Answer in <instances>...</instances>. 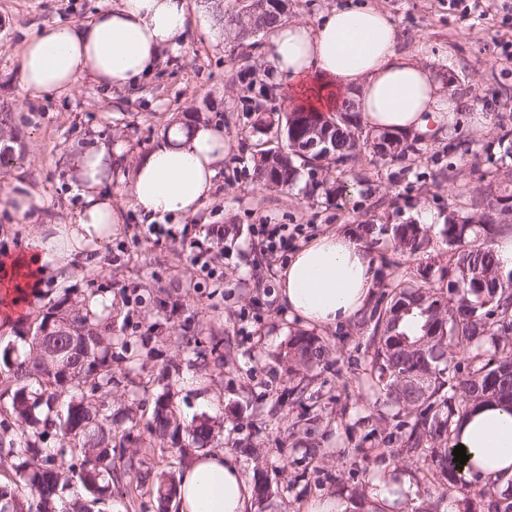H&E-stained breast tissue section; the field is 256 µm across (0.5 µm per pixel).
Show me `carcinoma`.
Listing matches in <instances>:
<instances>
[{"label":"carcinoma","mask_w":512,"mask_h":512,"mask_svg":"<svg viewBox=\"0 0 512 512\" xmlns=\"http://www.w3.org/2000/svg\"><path fill=\"white\" fill-rule=\"evenodd\" d=\"M319 119L317 112H289L283 122L273 115L258 116L259 126L275 128L285 141L282 151H258L254 171L260 184L287 189L302 170L321 166L318 150L293 148L306 126ZM389 135L397 142L389 160L417 151L407 136ZM332 137V159L344 167L355 159L359 145L342 124ZM508 202L512 186L491 181L471 199L467 213L448 212L441 230L450 253L448 266L441 269L448 289L412 286L397 278L382 294L384 307H372L365 320L373 324L369 382L388 404L407 411L410 420L395 424L396 439L405 453L423 459L421 480L438 492L415 512H440L439 502L451 493L462 497L465 512H512V493L467 478L448 446L454 422L470 408L489 402L512 406V270H502L486 240L502 231L488 217ZM361 229L369 244L386 236L413 263L422 260L430 244L429 229L422 224L364 222ZM92 297L78 306L60 300L35 317L33 335L21 337L26 348H0V397L10 396V420L0 421V462L15 458L10 479L0 483V512H101L112 498V484L122 476L139 486L149 483L151 470H141L144 462L125 456L133 443L132 428L116 423L105 408L116 382L114 364H126L128 372L136 365L131 339L115 334L102 311L90 309ZM47 327L55 336L52 352L37 339ZM468 348L466 367L451 365L452 355ZM325 353L319 338L302 333L288 341L284 356L291 371L313 372ZM57 358L66 361L67 375L55 370ZM145 432L138 441L184 459L205 449L213 425L208 418L182 420L175 392L165 384L153 393ZM74 482L84 496L68 500L64 490ZM177 489L172 475L152 483L160 512H167Z\"/></svg>","instance_id":"1"}]
</instances>
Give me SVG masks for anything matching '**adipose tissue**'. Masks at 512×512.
<instances>
[{"mask_svg":"<svg viewBox=\"0 0 512 512\" xmlns=\"http://www.w3.org/2000/svg\"><path fill=\"white\" fill-rule=\"evenodd\" d=\"M189 19V0H118L87 22L43 27L23 46L20 82L33 93H63L81 79L108 89L132 86L179 54ZM397 44L390 17L359 0L322 14L312 25H278L266 48L267 77L292 107L331 112L352 100L370 129L429 133L453 122L460 99L445 92L441 75ZM228 149L221 127L174 121L126 174L133 208L149 222L193 215L216 189ZM124 153L100 140L66 157L81 206L55 236L33 231L20 252L0 259V286L7 295L94 262L98 242L119 221L106 186ZM47 206V198L21 178L0 194V211L19 220ZM376 278L363 241L352 232L330 231L309 240L282 266L278 298L310 325L332 328L364 315ZM454 437L481 482L512 485L511 409L479 406L460 419ZM177 501L179 512H250L252 490L232 455L220 451L184 468Z\"/></svg>","mask_w":512,"mask_h":512,"instance_id":"adipose-tissue-1","label":"adipose tissue"}]
</instances>
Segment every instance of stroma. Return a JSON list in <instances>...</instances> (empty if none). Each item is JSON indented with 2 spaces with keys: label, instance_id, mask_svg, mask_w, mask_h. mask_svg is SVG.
Returning a JSON list of instances; mask_svg holds the SVG:
<instances>
[{
  "label": "stroma",
  "instance_id": "stroma-1",
  "mask_svg": "<svg viewBox=\"0 0 512 512\" xmlns=\"http://www.w3.org/2000/svg\"><path fill=\"white\" fill-rule=\"evenodd\" d=\"M113 2L0 0V102L17 112L23 147L15 167L49 201L30 224L0 214V252L21 247L31 230L73 217L80 195L64 166L70 152L112 139L126 145L133 161L173 118L196 116L222 126L230 150L217 189L193 217L170 222L190 237L203 224L237 227L210 255L216 278L205 279L180 244L149 234L115 180L121 222L101 249L102 265L46 286L35 307L47 309L64 296L77 304L94 292L111 304L116 328L135 327L137 386H113L112 410H135L136 433L144 431L146 405L161 387L166 365L179 364L170 379L182 419L212 417L218 431L213 449L231 454L245 478L262 471L270 485V501L254 504L252 512H305L306 502L319 497L335 500L338 512H355V492L370 493L391 474L405 479L407 494L385 512H414L432 487L420 480L421 460L397 454L396 443L386 439L391 424L378 419L380 394L367 379L370 328L316 330L329 348L324 369L310 380L289 372L285 347L307 326L278 303L283 260L261 253L255 228L293 227L294 249L330 229L353 230L368 221L417 224L427 213L433 219L424 258L430 274L383 242L372 251L381 273L376 289L385 291L397 278H425L439 287L438 270L448 263L440 230L449 209L465 207L490 180L512 173V159L500 167L486 159L501 128H512V57L506 55L512 0H478L464 9L450 0H369L390 16L400 50L442 73L447 90L478 97L484 121L474 123L468 110L456 114V134L473 150L464 159L449 155L443 130L419 140L417 152L401 161L362 152L344 174L326 163L316 178L331 188L328 197L308 195L302 182L281 190L255 179L256 149L277 144L255 132L257 112L288 110L265 75V35L253 44L229 38L216 45L195 22L184 33L183 51L138 88L110 91L83 81L66 95L22 93L25 41L47 25L87 21ZM182 336L196 338V345L179 344Z\"/></svg>",
  "mask_w": 512,
  "mask_h": 512
}]
</instances>
